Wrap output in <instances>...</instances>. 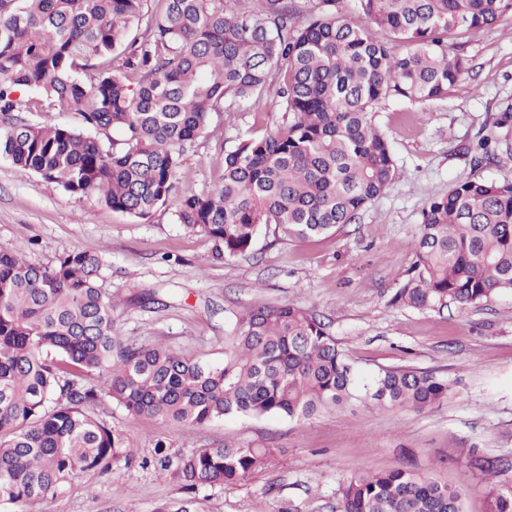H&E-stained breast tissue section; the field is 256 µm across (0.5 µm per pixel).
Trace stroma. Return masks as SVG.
Returning a JSON list of instances; mask_svg holds the SVG:
<instances>
[{"label": "stroma", "instance_id": "1", "mask_svg": "<svg viewBox=\"0 0 512 512\" xmlns=\"http://www.w3.org/2000/svg\"><path fill=\"white\" fill-rule=\"evenodd\" d=\"M473 70L445 100L383 102L374 114L400 177L356 223L335 235L299 241L260 233L240 257L218 256L214 242L179 224L169 202L151 217L112 211L0 159V244L25 246L27 260L53 263L68 247L101 256V284L118 301L123 343H162L213 365L224 362L225 316L259 302L293 303L318 314L363 373L409 366L447 378L446 398L419 414L361 406L324 410L301 421L282 416L225 417L189 428L129 413L104 401L99 418L137 457L157 441L183 453L253 443L275 448L276 462L233 485L187 492L152 468L117 464L84 476L44 512H338L336 487L358 470L408 467L460 490L463 512H487L490 485L512 486V291L465 309L418 310L396 303L415 262L411 244L423 209L459 178L512 182V164L476 167L477 143L512 101V13L461 48ZM277 97L258 112L213 115L214 136L184 159L181 179L197 189L217 179L224 152L250 129L276 130ZM499 461L492 480L470 458Z\"/></svg>", "mask_w": 512, "mask_h": 512}]
</instances>
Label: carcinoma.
<instances>
[{"mask_svg": "<svg viewBox=\"0 0 512 512\" xmlns=\"http://www.w3.org/2000/svg\"><path fill=\"white\" fill-rule=\"evenodd\" d=\"M0 0V158L115 212L146 219L179 196V223L248 252L262 228L306 240L352 224L398 174L373 112L386 99L444 100L472 70L459 39L494 27L512 0ZM365 16L382 32L349 23ZM284 122L224 151L214 188L181 183L187 147L212 114L259 112L270 87ZM59 110L80 125L27 115ZM477 166L512 163L491 131ZM415 277L397 301L475 306L512 290V182L462 178L423 210ZM101 259L65 249L49 266L0 246V502L18 512L90 488L132 453L93 407L200 427L228 415L306 419L350 405L421 413L448 379L409 367L362 375L324 322L288 303L228 319L224 364L163 345H124ZM272 448L190 454L156 443L153 467L188 490L245 480ZM339 512H462V493L412 469L361 472L336 488ZM487 512H512L493 486Z\"/></svg>", "mask_w": 512, "mask_h": 512, "instance_id": "obj_1", "label": "carcinoma"}]
</instances>
